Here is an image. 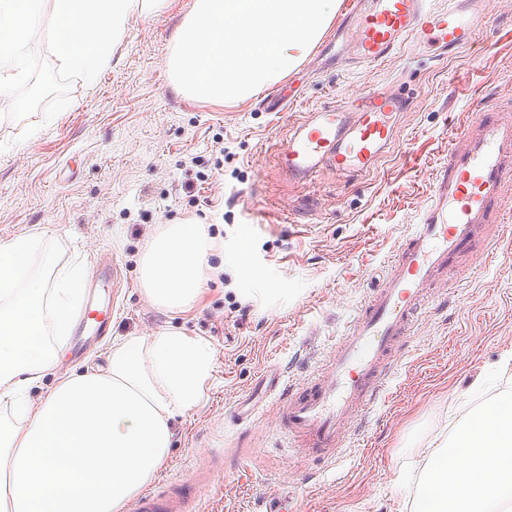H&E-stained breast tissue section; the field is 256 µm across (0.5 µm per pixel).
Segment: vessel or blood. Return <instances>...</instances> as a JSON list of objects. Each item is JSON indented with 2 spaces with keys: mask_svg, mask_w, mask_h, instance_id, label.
<instances>
[{
  "mask_svg": "<svg viewBox=\"0 0 512 512\" xmlns=\"http://www.w3.org/2000/svg\"><path fill=\"white\" fill-rule=\"evenodd\" d=\"M479 2L448 0L438 7L434 0H349L344 56L353 64L378 65L409 43L456 53L485 31ZM407 107L401 93L376 90L304 113L280 147L277 165L297 183L324 173L368 172L393 142ZM426 196L417 223L322 365L295 382L276 367L261 375L297 457L332 465L352 447V428L368 418L397 378L432 285L444 280L449 267L468 272L467 257L487 248L488 229L512 224V107L485 108L450 136ZM118 277L114 260H97L74 323L75 345L86 346L108 331ZM221 473L212 463L192 479L156 486L133 501L130 512H200V490Z\"/></svg>",
  "mask_w": 512,
  "mask_h": 512,
  "instance_id": "1",
  "label": "vessel or blood"
}]
</instances>
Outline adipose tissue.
Masks as SVG:
<instances>
[{
    "instance_id": "obj_1",
    "label": "adipose tissue",
    "mask_w": 512,
    "mask_h": 512,
    "mask_svg": "<svg viewBox=\"0 0 512 512\" xmlns=\"http://www.w3.org/2000/svg\"><path fill=\"white\" fill-rule=\"evenodd\" d=\"M219 243L204 225L172 223L154 236L138 264V284L154 307L183 312L201 293ZM51 262L53 238L33 232L0 242V512H125L170 456L174 421L203 401L214 369L210 342L177 330L127 336L102 363L62 369L82 269L58 270L52 287H15L32 258ZM43 337L31 352L16 345ZM44 396L30 390L46 373ZM512 500V398H502L431 450L415 512H487Z\"/></svg>"
}]
</instances>
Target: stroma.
Here are the masks:
<instances>
[{
  "label": "stroma",
  "instance_id": "stroma-1",
  "mask_svg": "<svg viewBox=\"0 0 512 512\" xmlns=\"http://www.w3.org/2000/svg\"><path fill=\"white\" fill-rule=\"evenodd\" d=\"M194 0L133 16L95 85L73 81L53 118L0 112V239L44 227L58 260L108 254L122 275L107 336L173 326L205 337L214 371L202 405L177 418L157 483L191 477L212 454L222 476L203 512H253L287 500L290 512H411L432 448L490 401L512 394V226L492 255L473 259L474 280L440 287L403 358L399 385L338 466L292 456L268 404L248 424L232 421L264 368L295 379L318 367L417 223L434 164L462 114L512 98V10L485 0L487 35L455 56L403 50L379 66H348L338 50L311 49L283 80L298 100L269 112L259 99L217 105L177 95L165 62ZM402 89L410 97L394 142L364 175L293 183L277 152L296 116L355 91ZM223 151H215V142ZM207 183L197 184L196 173ZM202 223L224 242L197 303L171 314L138 285V260L162 225ZM249 306L247 319L239 309Z\"/></svg>",
  "mask_w": 512,
  "mask_h": 512
}]
</instances>
